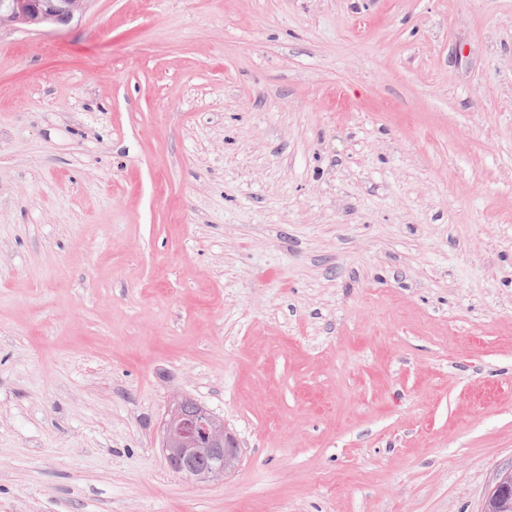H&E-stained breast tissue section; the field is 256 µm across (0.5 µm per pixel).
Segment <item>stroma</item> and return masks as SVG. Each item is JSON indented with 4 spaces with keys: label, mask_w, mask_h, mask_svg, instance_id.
<instances>
[{
    "label": "stroma",
    "mask_w": 512,
    "mask_h": 512,
    "mask_svg": "<svg viewBox=\"0 0 512 512\" xmlns=\"http://www.w3.org/2000/svg\"><path fill=\"white\" fill-rule=\"evenodd\" d=\"M177 394L223 480L168 467ZM511 467L512 0L0 29V512H481ZM176 397L164 423L163 448L171 470L199 482L224 479L240 463L236 437L205 406Z\"/></svg>",
    "instance_id": "stroma-1"
}]
</instances>
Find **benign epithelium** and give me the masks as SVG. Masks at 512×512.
Returning a JSON list of instances; mask_svg holds the SVG:
<instances>
[{
  "instance_id": "benign-epithelium-1",
  "label": "benign epithelium",
  "mask_w": 512,
  "mask_h": 512,
  "mask_svg": "<svg viewBox=\"0 0 512 512\" xmlns=\"http://www.w3.org/2000/svg\"><path fill=\"white\" fill-rule=\"evenodd\" d=\"M55 9L40 0H4L0 27L56 20ZM163 448L171 470L199 482L219 480L240 463L239 444L218 418L201 404L188 406L185 396L173 400L164 423ZM483 512H512V469L501 474Z\"/></svg>"
}]
</instances>
